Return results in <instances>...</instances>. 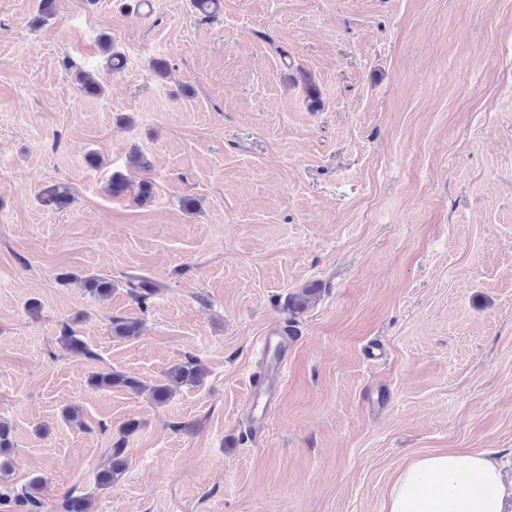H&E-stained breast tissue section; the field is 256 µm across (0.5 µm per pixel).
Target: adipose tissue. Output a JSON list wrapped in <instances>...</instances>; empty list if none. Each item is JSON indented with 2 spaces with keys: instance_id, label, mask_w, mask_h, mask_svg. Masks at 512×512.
Returning <instances> with one entry per match:
<instances>
[{
  "instance_id": "obj_1",
  "label": "adipose tissue",
  "mask_w": 512,
  "mask_h": 512,
  "mask_svg": "<svg viewBox=\"0 0 512 512\" xmlns=\"http://www.w3.org/2000/svg\"><path fill=\"white\" fill-rule=\"evenodd\" d=\"M464 474L475 477L473 488L458 486ZM511 496L491 451L442 449L404 463L385 491L383 512H504Z\"/></svg>"
}]
</instances>
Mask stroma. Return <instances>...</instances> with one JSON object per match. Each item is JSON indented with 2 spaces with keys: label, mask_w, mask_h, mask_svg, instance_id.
<instances>
[{
  "label": "stroma",
  "mask_w": 512,
  "mask_h": 512,
  "mask_svg": "<svg viewBox=\"0 0 512 512\" xmlns=\"http://www.w3.org/2000/svg\"><path fill=\"white\" fill-rule=\"evenodd\" d=\"M37 7L0 0L8 485L41 476L90 512H383L399 466L442 448L495 450L512 485V0H57L42 24ZM58 183L71 203L43 205ZM133 271L160 287L143 308ZM128 317L140 336L115 338ZM67 327L90 356L62 349ZM291 328L256 427L258 341ZM189 356L207 378L161 406L89 383L153 385ZM120 440L129 468L99 485Z\"/></svg>",
  "instance_id": "obj_1"
}]
</instances>
